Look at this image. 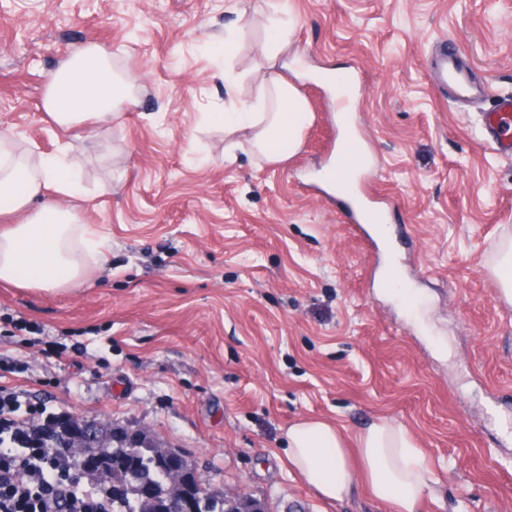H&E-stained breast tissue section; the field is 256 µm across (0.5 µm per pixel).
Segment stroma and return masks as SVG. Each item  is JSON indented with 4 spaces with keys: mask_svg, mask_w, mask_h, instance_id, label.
<instances>
[{
    "mask_svg": "<svg viewBox=\"0 0 512 512\" xmlns=\"http://www.w3.org/2000/svg\"><path fill=\"white\" fill-rule=\"evenodd\" d=\"M284 4L278 67L302 58L314 119L271 163L207 115L252 99ZM90 43L144 93L67 130L44 110L46 76ZM442 46L482 97L437 87ZM336 68L386 245L318 182L338 136L320 74ZM511 92L512 0H0V133L34 157L67 149L84 184L69 204L106 241L69 289L0 284V386L146 429L265 512H384L360 491L324 503L284 450L304 417L353 437L385 418L440 479L419 512H512V303L491 275L512 157L480 132Z\"/></svg>",
    "mask_w": 512,
    "mask_h": 512,
    "instance_id": "35a3bbf8",
    "label": "stroma"
}]
</instances>
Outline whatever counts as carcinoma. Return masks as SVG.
I'll list each match as a JSON object with an SVG mask.
<instances>
[{
	"label": "carcinoma",
	"instance_id": "carcinoma-1",
	"mask_svg": "<svg viewBox=\"0 0 512 512\" xmlns=\"http://www.w3.org/2000/svg\"><path fill=\"white\" fill-rule=\"evenodd\" d=\"M157 449L150 434L142 437L138 448L126 447L113 433L91 445L97 468L112 483L116 512H244V503L239 499L199 487L195 481L197 467L183 453L177 459L183 474L181 494L171 492Z\"/></svg>",
	"mask_w": 512,
	"mask_h": 512
}]
</instances>
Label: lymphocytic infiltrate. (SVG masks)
Listing matches in <instances>:
<instances>
[{"instance_id": "f902f5d3", "label": "lymphocytic infiltrate", "mask_w": 512, "mask_h": 512, "mask_svg": "<svg viewBox=\"0 0 512 512\" xmlns=\"http://www.w3.org/2000/svg\"><path fill=\"white\" fill-rule=\"evenodd\" d=\"M36 412L0 390V512H105L111 487L74 480L70 449L43 448L22 427L20 414Z\"/></svg>"}]
</instances>
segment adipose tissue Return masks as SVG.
<instances>
[{
  "label": "adipose tissue",
  "mask_w": 512,
  "mask_h": 512,
  "mask_svg": "<svg viewBox=\"0 0 512 512\" xmlns=\"http://www.w3.org/2000/svg\"><path fill=\"white\" fill-rule=\"evenodd\" d=\"M267 27L269 64L258 80L256 103L212 113L211 120L230 132L251 130L256 153L274 163L299 150L313 114L297 86L275 66L292 34L293 17L274 11ZM136 93L131 76L117 71L108 53L90 43L50 73L44 109L57 125L70 129L136 106ZM50 190L55 198H47ZM81 192V172L66 154L13 166L0 159V214L22 217L0 232V282L59 290L82 278L85 259L101 253L103 242L82 231L78 214L63 203ZM286 453L290 469L327 502L343 501L358 488L387 512H417L437 483L408 430L384 418L353 442L335 422L303 419L289 428Z\"/></svg>",
  "instance_id": "ef3b65f1"
}]
</instances>
